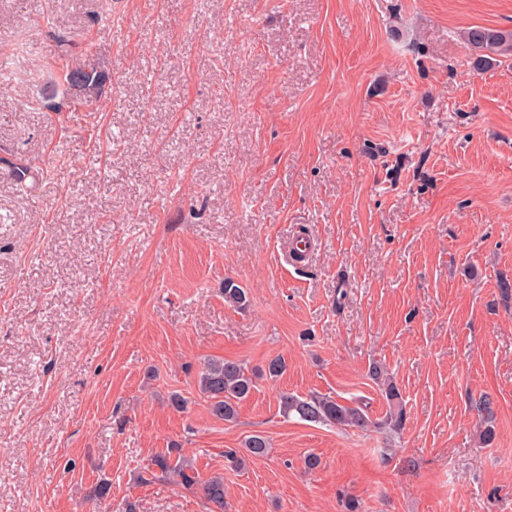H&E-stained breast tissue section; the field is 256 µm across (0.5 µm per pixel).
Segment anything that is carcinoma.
<instances>
[{
    "label": "carcinoma",
    "instance_id": "obj_1",
    "mask_svg": "<svg viewBox=\"0 0 512 512\" xmlns=\"http://www.w3.org/2000/svg\"><path fill=\"white\" fill-rule=\"evenodd\" d=\"M466 41L478 56L480 64H486L496 57H512V29L472 27L466 32ZM224 301L239 308L248 303L244 289L231 279L224 281ZM369 375L381 386V395L386 402L385 415L375 423L376 426L396 433L401 431L405 425L406 411L398 386L384 377V370L377 363L370 366ZM197 383L199 391L207 399L210 414L233 423L237 420L241 403L256 388V376L236 361L210 359L199 372ZM278 407L285 419L296 418L330 428L364 430L373 424L362 407L342 403L326 394L310 393L303 396L282 392L278 398ZM475 408L485 417L486 426L480 433V441L488 446L495 440L493 401L486 395L482 396L475 403ZM268 453V439L261 434H252L244 441V451L231 449L225 453V458L232 466L239 468L247 457L262 458ZM155 465L161 472L179 477L182 485L215 506L214 512H224L223 476L213 475L206 479L200 477L182 456L179 447L170 448L167 453L158 456Z\"/></svg>",
    "mask_w": 512,
    "mask_h": 512
}]
</instances>
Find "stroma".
<instances>
[{"mask_svg":"<svg viewBox=\"0 0 512 512\" xmlns=\"http://www.w3.org/2000/svg\"><path fill=\"white\" fill-rule=\"evenodd\" d=\"M475 26L512 0H0V512H209L174 445L226 512H512V58ZM277 355L211 416L205 361ZM373 361L400 434L280 415L382 417ZM466 41L479 57V65L496 60L494 57H512V29L472 27L466 32ZM384 372L383 368L377 363H373L369 368V375L381 386V395L386 402L385 415L373 425L397 433L405 425V405L398 386L390 378H385ZM278 407L285 419L296 418L330 428L364 430L372 424L359 405L345 404L326 394L310 393L303 396L282 392L278 398ZM493 401L488 396H482L475 403V408L481 415H484L486 426L480 433V441L483 445H491L495 440V430L492 425V420L494 417V407ZM269 453L268 439L261 434L249 435L244 441V452L230 449L225 453L226 460L235 468H240L246 462V456L262 458ZM180 451L179 447L168 448L167 453L157 457L155 465L160 468L162 473H172L179 477L182 485L193 490L209 505H215L216 510H210V512H224L223 476L213 475L206 479L201 478ZM172 454L176 455L174 461L171 458Z\"/></svg>","mask_w":512,"mask_h":512,"instance_id":"obj_1","label":"stroma"}]
</instances>
